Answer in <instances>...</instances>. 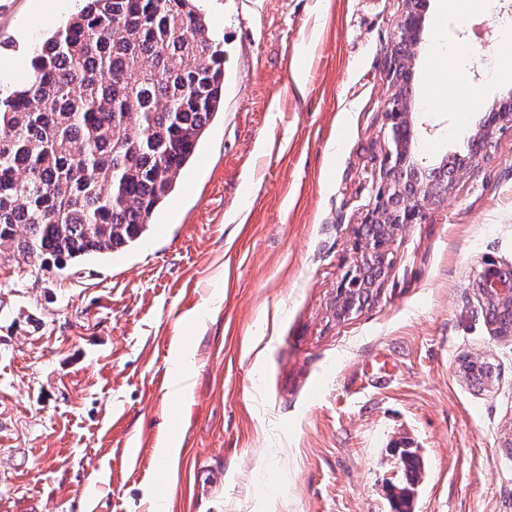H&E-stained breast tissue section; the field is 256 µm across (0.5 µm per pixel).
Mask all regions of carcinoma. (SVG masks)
Segmentation results:
<instances>
[{
  "label": "carcinoma",
  "mask_w": 512,
  "mask_h": 512,
  "mask_svg": "<svg viewBox=\"0 0 512 512\" xmlns=\"http://www.w3.org/2000/svg\"><path fill=\"white\" fill-rule=\"evenodd\" d=\"M0 89V261L112 255L141 240L224 108L200 0H82Z\"/></svg>",
  "instance_id": "cac0c4a2"
}]
</instances>
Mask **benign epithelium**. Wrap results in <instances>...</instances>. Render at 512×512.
Wrapping results in <instances>:
<instances>
[{"label": "benign epithelium", "instance_id": "7a95c632", "mask_svg": "<svg viewBox=\"0 0 512 512\" xmlns=\"http://www.w3.org/2000/svg\"><path fill=\"white\" fill-rule=\"evenodd\" d=\"M426 0H402L396 23L395 45L385 61V78L391 89L383 112L384 154L371 183L368 208L352 245L353 258L344 265L336 282V317L351 318L364 302L378 294L386 269L393 263L390 242L421 223L424 212L451 196V186L470 176L485 157L483 144L498 133L512 132V92L482 113L466 138L465 153L439 163L421 157L415 148L418 128L408 102L413 93V65L418 55V36L423 28ZM486 309L506 308L512 316V267L489 260L472 281Z\"/></svg>", "mask_w": 512, "mask_h": 512}]
</instances>
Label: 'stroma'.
I'll use <instances>...</instances> for the list:
<instances>
[{"label": "stroma", "mask_w": 512, "mask_h": 512, "mask_svg": "<svg viewBox=\"0 0 512 512\" xmlns=\"http://www.w3.org/2000/svg\"><path fill=\"white\" fill-rule=\"evenodd\" d=\"M429 0L414 95L423 158L462 152L512 90L496 0ZM79 0H0V87ZM224 111L144 242L66 267L0 264V512H512V335L471 281L512 265V133L391 244L380 295L336 317L369 200L399 0H202ZM468 99L461 113L449 100ZM193 361L185 398L172 363ZM480 354L497 378L462 381ZM178 424L181 451L156 448Z\"/></svg>", "instance_id": "obj_1"}]
</instances>
